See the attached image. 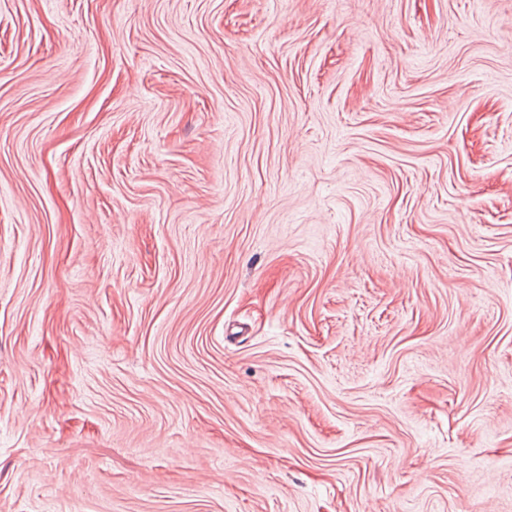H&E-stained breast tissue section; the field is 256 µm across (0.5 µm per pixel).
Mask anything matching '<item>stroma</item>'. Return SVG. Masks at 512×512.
<instances>
[{"label":"stroma","mask_w":512,"mask_h":512,"mask_svg":"<svg viewBox=\"0 0 512 512\" xmlns=\"http://www.w3.org/2000/svg\"><path fill=\"white\" fill-rule=\"evenodd\" d=\"M0 512H512V0H0Z\"/></svg>","instance_id":"35a3bbf8"}]
</instances>
